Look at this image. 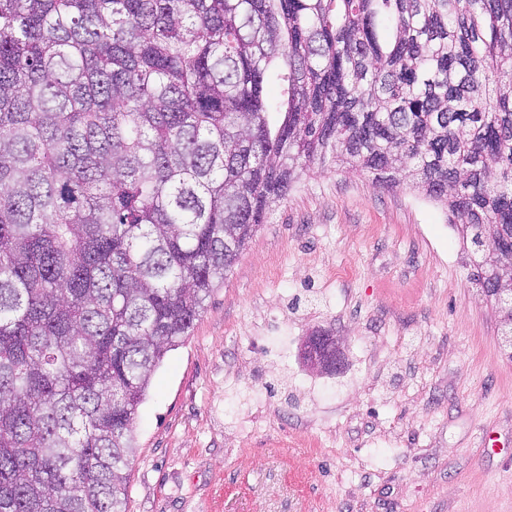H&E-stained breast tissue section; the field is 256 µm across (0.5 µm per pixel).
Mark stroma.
Instances as JSON below:
<instances>
[{"instance_id": "obj_1", "label": "stroma", "mask_w": 512, "mask_h": 512, "mask_svg": "<svg viewBox=\"0 0 512 512\" xmlns=\"http://www.w3.org/2000/svg\"><path fill=\"white\" fill-rule=\"evenodd\" d=\"M446 211L312 165L154 372L128 512H512V358ZM346 337L333 375L298 351ZM320 333L322 332H315L305 337L300 347V358L304 366L312 372L330 374L334 370L327 357V351L320 346Z\"/></svg>"}]
</instances>
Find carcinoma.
<instances>
[{
  "instance_id": "1",
  "label": "carcinoma",
  "mask_w": 512,
  "mask_h": 512,
  "mask_svg": "<svg viewBox=\"0 0 512 512\" xmlns=\"http://www.w3.org/2000/svg\"><path fill=\"white\" fill-rule=\"evenodd\" d=\"M328 161L512 289V0H0V512H127L155 369Z\"/></svg>"
}]
</instances>
